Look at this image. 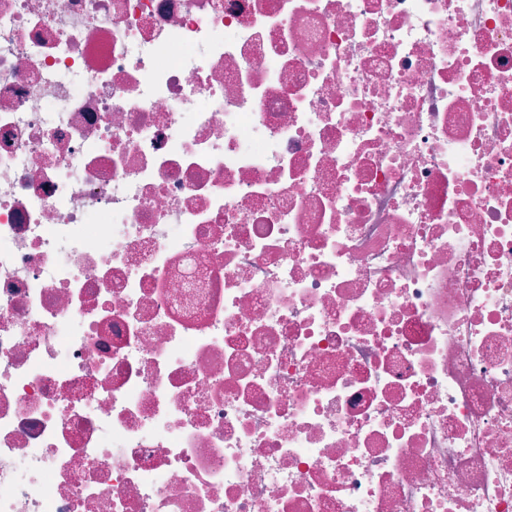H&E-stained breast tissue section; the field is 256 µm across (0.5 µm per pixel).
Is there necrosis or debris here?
I'll list each match as a JSON object with an SVG mask.
<instances>
[{
  "label": "necrosis or debris",
  "instance_id": "4bbe7bcc",
  "mask_svg": "<svg viewBox=\"0 0 512 512\" xmlns=\"http://www.w3.org/2000/svg\"><path fill=\"white\" fill-rule=\"evenodd\" d=\"M0 512H512V0H0Z\"/></svg>",
  "mask_w": 512,
  "mask_h": 512
}]
</instances>
